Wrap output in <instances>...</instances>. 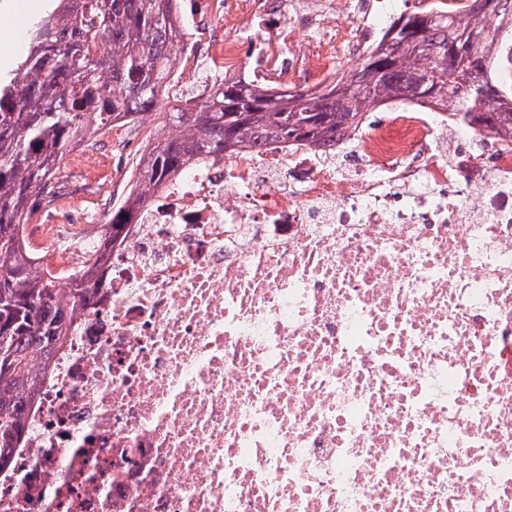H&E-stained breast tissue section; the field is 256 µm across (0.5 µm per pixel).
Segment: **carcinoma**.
I'll return each mask as SVG.
<instances>
[{
    "label": "carcinoma",
    "instance_id": "carcinoma-1",
    "mask_svg": "<svg viewBox=\"0 0 512 512\" xmlns=\"http://www.w3.org/2000/svg\"><path fill=\"white\" fill-rule=\"evenodd\" d=\"M178 0H51L30 31L29 51L0 82V469L26 432L35 387L49 359L65 344L74 314L92 305L125 228L148 190L207 156L267 142L336 144L356 130L365 109L385 97L449 102V116L481 134L512 132V95L487 78L497 30L421 7L399 19L416 37L391 53L381 38L355 68L322 90L271 91L224 81L192 112H171L163 134L145 146L139 185L112 207L107 232L69 288L39 275L20 225L37 194L64 183L62 161L110 125L134 124L151 110L172 65L171 51L187 37ZM492 15L512 25V0H495ZM107 36L98 42L99 34Z\"/></svg>",
    "mask_w": 512,
    "mask_h": 512
}]
</instances>
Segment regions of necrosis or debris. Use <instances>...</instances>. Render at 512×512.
I'll list each match as a JSON object with an SVG mask.
<instances>
[{
	"label": "necrosis or debris",
	"instance_id": "4bbe7bcc",
	"mask_svg": "<svg viewBox=\"0 0 512 512\" xmlns=\"http://www.w3.org/2000/svg\"><path fill=\"white\" fill-rule=\"evenodd\" d=\"M398 5L181 0L197 36L167 100L228 76L324 87ZM385 110L152 193L38 385L0 512H512V138ZM69 230L76 251L51 225L36 249L61 288L97 244Z\"/></svg>",
	"mask_w": 512,
	"mask_h": 512
}]
</instances>
